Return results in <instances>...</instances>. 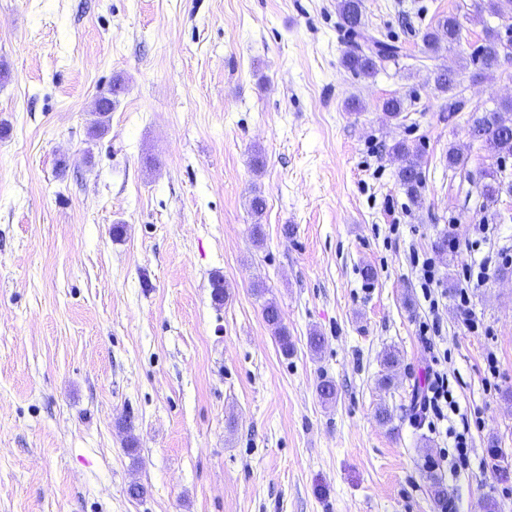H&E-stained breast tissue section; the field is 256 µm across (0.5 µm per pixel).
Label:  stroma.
Listing matches in <instances>:
<instances>
[{"label": "stroma", "instance_id": "obj_1", "mask_svg": "<svg viewBox=\"0 0 512 512\" xmlns=\"http://www.w3.org/2000/svg\"><path fill=\"white\" fill-rule=\"evenodd\" d=\"M476 3L363 0L368 29L402 50L366 78L341 63L336 0H0V512H440L423 463L450 441L417 418L434 351L473 449L446 490L464 512H512V264L470 292L484 332L455 300L463 265L512 248V158L468 135L473 111L512 99V63L487 77L470 61L512 17ZM448 15L460 41L425 54ZM440 67L454 94L435 90ZM392 97L405 110L388 121ZM398 141L422 154L419 199L396 178ZM494 166L503 189L486 202L475 183ZM477 224L489 240L436 252ZM415 251L449 293L430 347ZM389 349L401 364L384 388ZM264 319L274 330L282 352L288 355L293 349L290 336L286 327L282 324L279 308L274 302H267L263 309Z\"/></svg>", "mask_w": 512, "mask_h": 512}]
</instances>
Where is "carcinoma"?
I'll use <instances>...</instances> for the list:
<instances>
[{"label":"carcinoma","mask_w":512,"mask_h":512,"mask_svg":"<svg viewBox=\"0 0 512 512\" xmlns=\"http://www.w3.org/2000/svg\"><path fill=\"white\" fill-rule=\"evenodd\" d=\"M337 12L339 25L350 44V49L342 57V65L356 73L372 76L377 72V65L385 61L396 62L401 56V49L395 43L375 36L363 22L362 0H338ZM461 30L460 23L453 16L438 21L437 28L422 33L421 39L425 48L436 53L441 48V38L452 44L457 41ZM512 55V39L502 37L495 28L486 29V36L470 55L473 64L479 66L483 74H493L499 70L506 54ZM435 89L448 93L455 89L453 71L440 68L434 72ZM512 112V99L499 103L492 109H484L473 115L468 128V135L474 142L487 147L496 158L512 156V122L505 114ZM394 155L400 161L397 179L406 194L413 199L418 198L421 184L422 156L418 149L401 141L392 147ZM485 182L478 185L479 194L486 200L497 195L500 186L498 171L487 170ZM264 319L274 330L280 348L284 354L293 349L290 336L282 324L279 308L269 302L263 309Z\"/></svg>","instance_id":"obj_1"}]
</instances>
